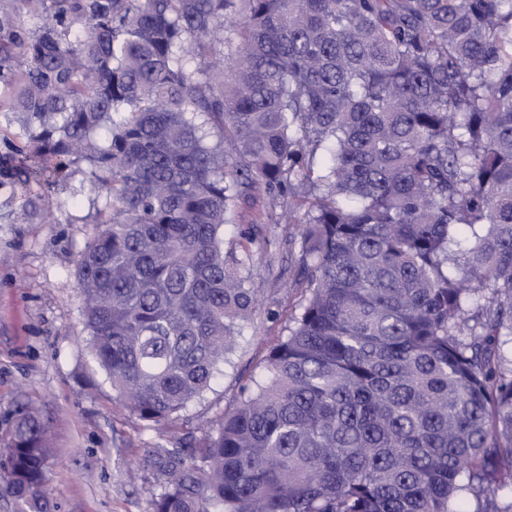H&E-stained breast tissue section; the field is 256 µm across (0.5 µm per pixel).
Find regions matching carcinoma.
<instances>
[{"instance_id":"carcinoma-1","label":"carcinoma","mask_w":512,"mask_h":512,"mask_svg":"<svg viewBox=\"0 0 512 512\" xmlns=\"http://www.w3.org/2000/svg\"><path fill=\"white\" fill-rule=\"evenodd\" d=\"M0 112L24 214L89 164L86 327L155 427L257 310L224 227L257 190L296 225L266 378L153 444L150 512H512V0H0ZM48 459L20 412L16 512H54Z\"/></svg>"}]
</instances>
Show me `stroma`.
<instances>
[{
  "mask_svg": "<svg viewBox=\"0 0 512 512\" xmlns=\"http://www.w3.org/2000/svg\"><path fill=\"white\" fill-rule=\"evenodd\" d=\"M84 170L76 165L59 192L53 224L26 218L10 188H0V448L21 409L33 408L48 429L56 512H148L157 487L144 464L147 449L215 424L244 387L266 375L270 347L287 335V312L302 300L288 290L298 264L288 249L293 227L270 219L262 196L226 227L229 241L242 227L255 233L250 286L259 306L211 390L158 431L118 405L94 357L76 286V257L97 231L95 211L79 191ZM273 310L279 318H270Z\"/></svg>",
  "mask_w": 512,
  "mask_h": 512,
  "instance_id": "1",
  "label": "stroma"
}]
</instances>
